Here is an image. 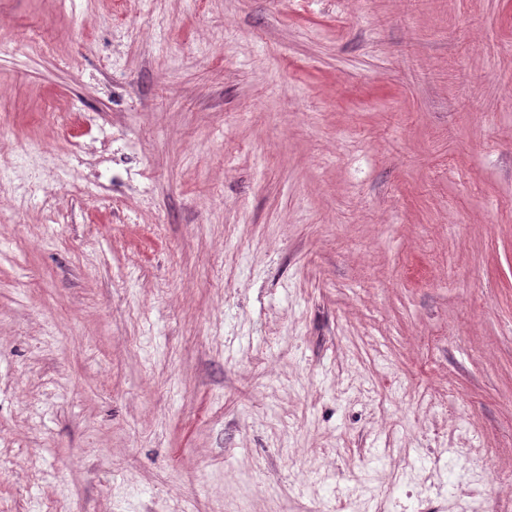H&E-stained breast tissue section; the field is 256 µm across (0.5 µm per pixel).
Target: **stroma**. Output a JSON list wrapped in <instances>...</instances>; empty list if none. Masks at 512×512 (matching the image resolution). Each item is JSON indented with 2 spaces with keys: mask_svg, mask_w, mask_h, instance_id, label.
Masks as SVG:
<instances>
[{
  "mask_svg": "<svg viewBox=\"0 0 512 512\" xmlns=\"http://www.w3.org/2000/svg\"><path fill=\"white\" fill-rule=\"evenodd\" d=\"M512 512V0H0V512Z\"/></svg>",
  "mask_w": 512,
  "mask_h": 512,
  "instance_id": "1",
  "label": "stroma"
}]
</instances>
